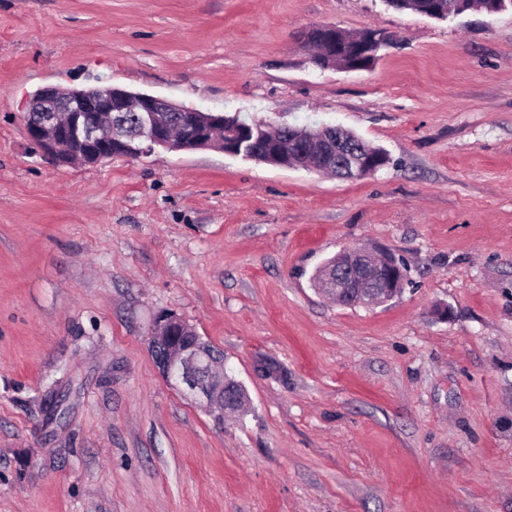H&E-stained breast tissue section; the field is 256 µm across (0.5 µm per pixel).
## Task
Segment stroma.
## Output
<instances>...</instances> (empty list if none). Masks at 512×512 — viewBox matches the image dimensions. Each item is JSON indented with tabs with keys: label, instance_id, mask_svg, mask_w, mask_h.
Listing matches in <instances>:
<instances>
[{
	"label": "stroma",
	"instance_id": "1",
	"mask_svg": "<svg viewBox=\"0 0 512 512\" xmlns=\"http://www.w3.org/2000/svg\"><path fill=\"white\" fill-rule=\"evenodd\" d=\"M321 24L391 42L321 69L297 40ZM100 83L339 125L390 162H45L26 99ZM350 246L405 261L401 295L321 296ZM163 311L223 353L242 411L161 376ZM0 512H512V10L0 0Z\"/></svg>",
	"mask_w": 512,
	"mask_h": 512
}]
</instances>
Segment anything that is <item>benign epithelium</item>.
I'll return each mask as SVG.
<instances>
[{
    "label": "benign epithelium",
    "mask_w": 512,
    "mask_h": 512,
    "mask_svg": "<svg viewBox=\"0 0 512 512\" xmlns=\"http://www.w3.org/2000/svg\"><path fill=\"white\" fill-rule=\"evenodd\" d=\"M316 32L319 54L315 62L344 70L370 66L389 36L371 29L353 36L335 25L312 26L301 35ZM28 112H43L41 121L26 126L38 153L53 163L97 165L129 148L126 138L112 123L114 112H138L139 153L161 147L173 152L213 149L230 155H258L279 167H299L326 172L343 180L356 181L386 166V157L363 141L346 140V129L322 125L317 128L288 127V137L267 128L245 132L224 124V115L186 107L172 100L128 91L111 84L81 90L46 87L29 98ZM166 112H181V136L170 133ZM339 261L327 264L318 274L317 288L341 304L374 308L392 300L403 290V269L390 254L354 247L339 253ZM147 343L163 378L176 389L191 395L215 418L234 413L246 405L241 388L229 389L235 379L218 373L224 356L209 347L195 329L180 317L158 315L149 329Z\"/></svg>",
    "instance_id": "obj_1"
}]
</instances>
